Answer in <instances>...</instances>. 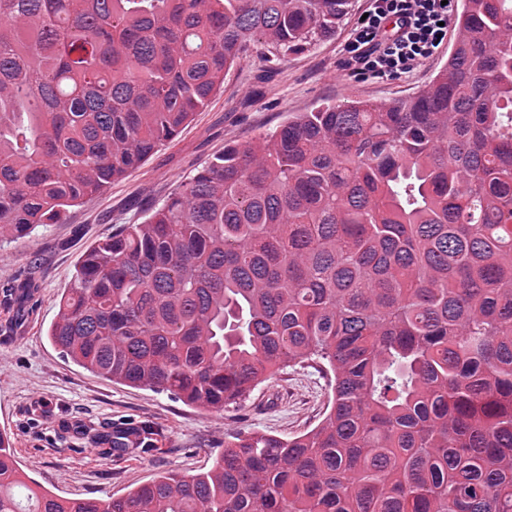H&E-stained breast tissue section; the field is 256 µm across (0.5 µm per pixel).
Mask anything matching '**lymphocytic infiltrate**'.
Returning <instances> with one entry per match:
<instances>
[{"label":"lymphocytic infiltrate","instance_id":"obj_1","mask_svg":"<svg viewBox=\"0 0 512 512\" xmlns=\"http://www.w3.org/2000/svg\"><path fill=\"white\" fill-rule=\"evenodd\" d=\"M453 0H368L343 45L353 75L397 79L434 58L448 38Z\"/></svg>","mask_w":512,"mask_h":512}]
</instances>
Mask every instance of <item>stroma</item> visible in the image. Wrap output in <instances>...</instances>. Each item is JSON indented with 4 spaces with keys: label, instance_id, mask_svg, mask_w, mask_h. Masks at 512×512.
<instances>
[{
    "label": "stroma",
    "instance_id": "obj_1",
    "mask_svg": "<svg viewBox=\"0 0 512 512\" xmlns=\"http://www.w3.org/2000/svg\"><path fill=\"white\" fill-rule=\"evenodd\" d=\"M365 6L366 0H351L336 34L304 51L278 58L261 44L249 46L209 105L145 164L71 208L63 223L0 242V289L25 279L36 285L28 307L0 311V429L13 434L20 469L42 489L65 499L119 496L170 471L209 470L226 436L263 430L290 437L323 419L331 391L311 367L277 375L239 406L213 414L169 392L118 384L84 369L60 353L47 330L81 254L121 226L144 221L150 207L226 144L257 138L292 113L325 102L408 98L447 61L440 53L408 78L350 76L342 46ZM144 421L161 429L159 450L119 458L100 449L98 435Z\"/></svg>",
    "mask_w": 512,
    "mask_h": 512
}]
</instances>
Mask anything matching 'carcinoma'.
Here are the masks:
<instances>
[{"label": "carcinoma", "instance_id": "obj_1", "mask_svg": "<svg viewBox=\"0 0 512 512\" xmlns=\"http://www.w3.org/2000/svg\"><path fill=\"white\" fill-rule=\"evenodd\" d=\"M349 4L0 0V238L142 166L246 44L302 51ZM454 28L409 99L325 103L224 146L79 258L47 331L83 368L214 412L314 363L322 422L64 505L0 464V512H512V0H461Z\"/></svg>", "mask_w": 512, "mask_h": 512}]
</instances>
